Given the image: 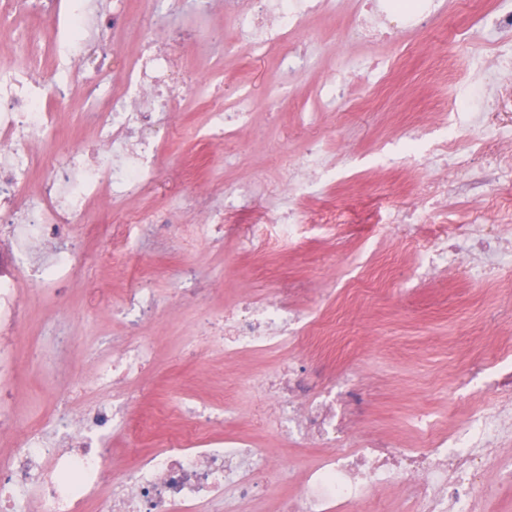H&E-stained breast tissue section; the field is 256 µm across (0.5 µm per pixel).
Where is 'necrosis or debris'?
<instances>
[{
	"mask_svg": "<svg viewBox=\"0 0 512 512\" xmlns=\"http://www.w3.org/2000/svg\"><path fill=\"white\" fill-rule=\"evenodd\" d=\"M255 2V8L246 9L242 0H225L224 12L241 40L285 46L284 73L296 75L303 56L289 47L288 39L303 29L322 0ZM440 10V0H361L350 32L363 43L391 41ZM0 17L19 25L37 20L51 31L44 63L25 61L26 47L19 42L12 46L19 61L0 67L1 427L14 419L8 385L13 359L4 338L25 315L17 294L20 282L32 280L43 292L57 293L81 264L73 238L76 228L87 222L88 200L105 185L120 200L160 181L157 160L170 141L176 98L189 88L178 67L175 33H150L141 54L113 72L110 37L127 26L128 17L101 8L99 0H81L77 12L65 19L56 0H0ZM63 19L77 28L76 36L58 37ZM492 26L501 39L492 54L473 57L476 75L459 90L443 132L384 143L377 153L382 167H393L403 158L447 173V181L427 183L424 208L391 212L388 221L405 229V242L419 252L426 271L444 270L458 261L476 280L499 266L503 252H512V231L470 224L451 232L427 223L426 217L442 208L451 180L469 171L486 151L485 139L474 129L488 117L492 90L512 71V8L500 9ZM59 71L84 90L83 120L96 132L87 149L58 143ZM116 79L123 84L118 96L110 92ZM37 171L43 189L36 193L30 177ZM338 175L346 178L350 172L335 171L327 147L313 143L289 165L290 193L314 191ZM256 192L255 184L238 185L225 197L223 208L206 212L201 234H229L228 217ZM175 216V208L165 207L125 217L113 227L111 241L96 261L126 270L132 225L172 232ZM300 227L301 212L289 205L251 225L239 243L245 249L272 250L293 243ZM208 324L209 347L228 356L291 351L310 331L309 322L278 289L270 295L247 294L233 308L211 313ZM151 354L147 338L125 342L119 353L97 363L96 384L112 391L111 399L76 415L62 411L52 426L18 430L14 455L0 463V512H23L32 498L38 501V512H196L200 506L223 512L226 496L250 501L260 495L274 468L264 451L244 436L215 440L207 428L215 418L229 420L239 414L232 400L210 408L182 404L179 413L189 421V430L163 435L152 454L137 457L113 475L112 455L103 440L127 426L134 396L121 387L139 374ZM498 369L490 384L494 405L472 410L448 431L431 435L421 448L397 446L364 428L369 400L351 371L294 365L275 377L247 376L239 384L267 391L260 408L269 412L278 434L331 450L310 465L300 497L285 502L282 512H351L370 504L375 489L392 483L409 490L400 512H472L478 490L512 479V457L501 454L512 440V358L502 357ZM106 482L112 493L103 497L98 489Z\"/></svg>",
	"mask_w": 512,
	"mask_h": 512,
	"instance_id": "obj_1",
	"label": "necrosis or debris"
}]
</instances>
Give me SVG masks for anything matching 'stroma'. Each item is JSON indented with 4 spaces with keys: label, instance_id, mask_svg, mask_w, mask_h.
<instances>
[{
    "label": "stroma",
    "instance_id": "35a3bbf8",
    "mask_svg": "<svg viewBox=\"0 0 512 512\" xmlns=\"http://www.w3.org/2000/svg\"><path fill=\"white\" fill-rule=\"evenodd\" d=\"M505 0H450L426 30L377 45L345 40L358 0H335L331 14L312 17L294 38L305 47L303 72L287 81L281 73V49L258 52L239 40L233 21L224 17V0H212L208 26L213 46L224 49V96L248 90L250 129L232 146L206 137L207 103L183 100L173 122L177 138L160 161L163 181L142 195L112 202L109 192L92 201L100 213L120 217L166 205L177 207V230L136 247L133 269L155 288V317L131 326L109 315L119 306L125 280L105 265H94L64 282L63 298L40 294L23 283L19 294L26 313L11 339L16 364L11 387L17 395L15 417L22 424L53 422L73 379L88 389L79 400L86 408L106 399L94 388L92 355L135 337L148 338L154 361L134 381L133 415L140 421L164 420L169 430L185 424L178 405L200 406L224 400V382L250 373L266 378L289 363L323 364L328 370L357 368L368 389L369 430L408 448L422 445L413 423L417 413L430 414L437 430L464 418L471 408L490 406L492 392L480 382L462 385L467 369L492 366L512 354V279H470L464 270L416 276L417 252L407 249L400 232L387 224L390 211L417 202L428 172L400 165L381 169L372 156L380 142L402 141L414 129L436 131L448 114L459 80L469 77L466 43L494 39L487 25ZM128 10L133 29L115 37L113 65L135 55L143 32L159 30L154 0H109ZM351 72L350 86L332 104L314 107L317 89L338 71ZM500 108L490 118L499 137L488 139V155L512 152V73L498 90ZM59 129L73 146L90 143L93 133L81 121L86 104L78 88L65 89ZM311 139L328 147L348 145L359 179L329 182L324 194L298 196L306 234L295 245L275 252L242 249L237 238H201L202 207H223L224 193L254 182L259 194L236 218L247 230L259 213L284 205L283 165ZM235 158L225 162V149ZM484 185L461 180L445 206L457 224H502L512 210L487 213ZM179 271L189 298L173 295L170 276ZM276 288L293 291L294 302L311 317L313 328L294 351L225 358L223 352L187 346L204 335L211 310L235 305L240 294ZM217 433L255 436L282 472L272 477L261 501L244 502L233 512H281L303 482L302 465L312 463L322 447L294 445L255 424L250 409Z\"/></svg>",
    "mask_w": 512,
    "mask_h": 512
}]
</instances>
